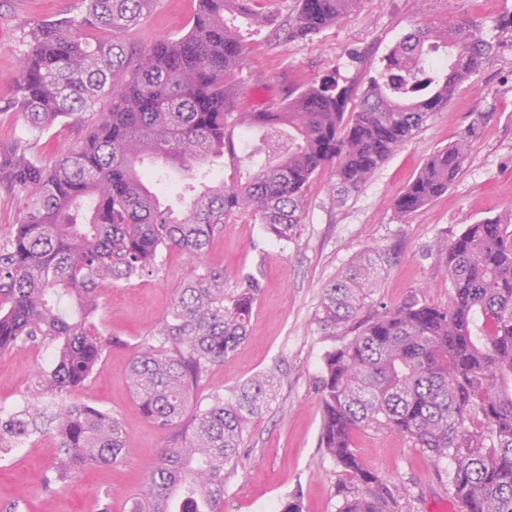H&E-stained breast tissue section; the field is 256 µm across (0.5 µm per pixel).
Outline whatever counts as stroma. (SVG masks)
<instances>
[{
  "label": "stroma",
  "instance_id": "35a3bbf8",
  "mask_svg": "<svg viewBox=\"0 0 512 512\" xmlns=\"http://www.w3.org/2000/svg\"><path fill=\"white\" fill-rule=\"evenodd\" d=\"M79 0H0V143L21 136L23 119L4 106L15 94L17 45L23 27L78 13ZM194 0H157L152 11L127 34L142 49L162 37L186 32ZM512 16V0H489L474 12L469 0H363L341 25L309 41L278 42L267 33L249 42L248 83L241 103L248 109L279 102L289 88L307 85L336 71L341 80L363 90L383 57L422 22L443 25L470 18L498 50L386 163L365 188L338 203L329 195L326 176L313 179L308 205L295 238L272 241L247 217L231 218L216 237L206 260L223 268L226 287L239 273L255 274L262 293L254 308L249 339L232 361L212 369L197 399L230 388L265 371L277 372L278 396L252 421L239 464L224 483V512H280L287 500L300 499L303 512H336L340 480L333 462L318 446L321 414L315 390L324 354L352 336L351 327L331 329L320 321L325 286L367 246L389 252L373 295L379 305L395 306L412 294L436 304L448 302V278L434 246L456 238L467 225L512 208V45L501 43L499 19ZM486 113L470 155L443 196L405 219L391 203L405 190L425 161L454 139L478 113ZM83 123H58L33 144L34 157L51 163L89 131ZM191 266L180 254H164L160 273L103 288L96 324L115 344L100 370L80 392L82 401L119 418L131 452L112 467H95L55 490L40 478L57 449L51 433L27 438L25 448L0 456V507L11 502L20 512H95L104 494L112 512H129L168 435L144 417L129 388L128 367L144 338L162 318ZM28 344L0 355V416L9 417L37 403V382L45 369ZM356 450L370 470L387 479L401 498L403 512H432L460 506L448 486L450 463L433 466L401 437L379 431L359 436Z\"/></svg>",
  "mask_w": 512,
  "mask_h": 512
}]
</instances>
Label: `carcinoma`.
I'll use <instances>...</instances> for the list:
<instances>
[{
    "mask_svg": "<svg viewBox=\"0 0 512 512\" xmlns=\"http://www.w3.org/2000/svg\"><path fill=\"white\" fill-rule=\"evenodd\" d=\"M156 0H81V13L21 32L16 95L29 140L63 120L96 112L82 139L52 164L28 140L0 145V188L21 203L0 237V354L43 343L54 350L38 381L42 406L0 418V444L54 423L58 457L46 488L129 454L119 419L72 396L103 362L112 340L93 318L105 281L159 272L175 251L194 264L129 368L142 413L170 432L130 512H224V470L243 434L276 399L262 372L190 407L207 373L228 363L250 335L261 293L252 273L224 287L206 262L211 239L236 213L278 243L295 237L313 178L343 200L452 98L493 52L478 25L419 24L356 93L331 72L288 91L263 112L241 111L249 48L238 19L283 42L311 40L341 24L362 0H300L280 22L262 0H197L190 29L134 51L124 35ZM112 107L97 110L104 100ZM479 131L474 120L434 152L394 200L399 218L448 192ZM228 159L242 176L194 181L185 205L162 202L171 170ZM382 249L366 247L323 291L324 325L343 327L370 306ZM448 304L411 295L372 309L359 331L326 353L318 377L319 447L343 476L338 512H402L392 487L364 467L362 433L390 431L435 463L461 512H512V210L436 243Z\"/></svg>",
    "mask_w": 512,
    "mask_h": 512,
    "instance_id": "carcinoma-1",
    "label": "carcinoma"
}]
</instances>
